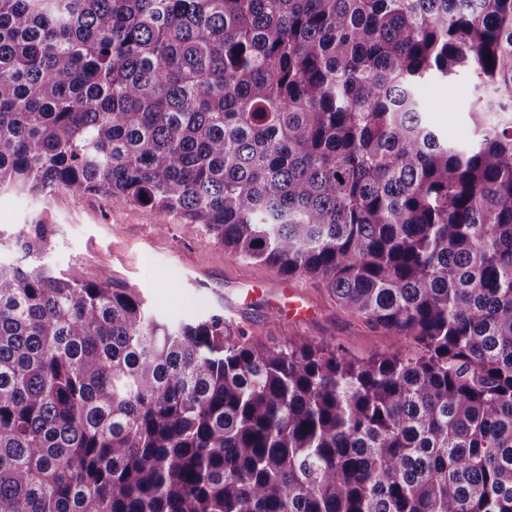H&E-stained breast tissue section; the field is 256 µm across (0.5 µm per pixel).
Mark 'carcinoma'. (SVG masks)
Instances as JSON below:
<instances>
[{
    "instance_id": "1",
    "label": "carcinoma",
    "mask_w": 512,
    "mask_h": 512,
    "mask_svg": "<svg viewBox=\"0 0 512 512\" xmlns=\"http://www.w3.org/2000/svg\"><path fill=\"white\" fill-rule=\"evenodd\" d=\"M464 76L457 145L418 91ZM55 189L203 224L394 347L0 259V512H512V0H0V191Z\"/></svg>"
}]
</instances>
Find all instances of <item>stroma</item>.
<instances>
[{
  "mask_svg": "<svg viewBox=\"0 0 512 512\" xmlns=\"http://www.w3.org/2000/svg\"><path fill=\"white\" fill-rule=\"evenodd\" d=\"M473 86L430 81L419 89L429 122L448 139L472 136L466 111ZM38 246V260L87 282L130 288L159 319H196L215 311L249 330L259 342L306 336L369 357L391 347L361 320L337 307L323 284L285 278L217 244L205 225L176 217L159 223L153 210L96 195L76 198L0 193V257H21L19 241ZM301 292L309 315L291 321L278 314L290 289Z\"/></svg>",
  "mask_w": 512,
  "mask_h": 512,
  "instance_id": "1",
  "label": "stroma"
}]
</instances>
